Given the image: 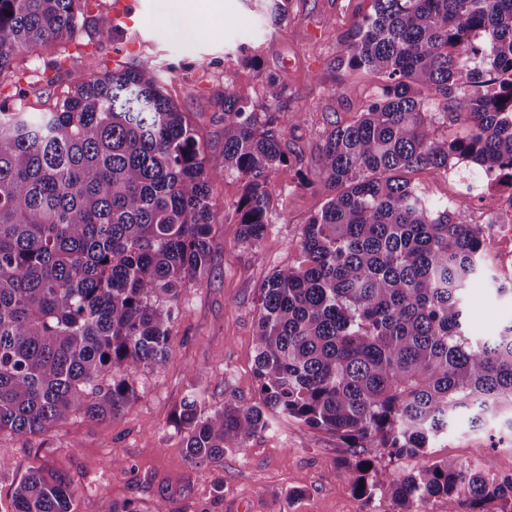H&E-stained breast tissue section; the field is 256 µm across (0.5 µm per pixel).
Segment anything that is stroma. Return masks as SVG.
Masks as SVG:
<instances>
[{
	"label": "stroma",
	"mask_w": 512,
	"mask_h": 512,
	"mask_svg": "<svg viewBox=\"0 0 512 512\" xmlns=\"http://www.w3.org/2000/svg\"><path fill=\"white\" fill-rule=\"evenodd\" d=\"M145 13L140 53L115 59L126 39L121 29L100 37L96 20L109 14L112 0H90L84 22L67 45L57 43L21 52L14 66L21 76L19 95L1 108L8 112H50L85 74L88 56L102 68L131 67L150 58L163 78L165 93L190 120L200 147L213 165L223 162L224 82L259 98L266 76L286 88L285 105L305 114L299 131L287 139L304 157V179L277 170L269 175L272 226L258 250L223 225L211 241L212 268L188 282L180 293L184 310L171 330V354L159 369L133 374L136 396L114 420L91 422L72 414L40 436L0 433V512L10 504L15 483L30 468L65 474L75 488L77 512H99L103 501L117 512H396L387 497L364 500L350 488L345 442L336 433L304 423L271 420L244 448H228L224 459L205 465L184 457V434L173 416L189 384H197L206 409L230 399L256 400L254 372L259 289L278 267L300 259L301 233L325 200L320 145L332 123L351 120L366 102L373 78H342L334 59L339 38L365 13L371 0H290L288 19L271 26L260 0H219L220 15L192 9V31H177L158 0H139ZM258 55L261 66L242 61ZM470 179L468 168L429 171L413 181L430 199H454ZM472 332L495 334L512 320V298L497 297L483 281L473 282L466 301ZM501 429L470 428L460 421L434 441L424 456L389 460L391 475L416 470L423 460L453 458L472 467L490 466L493 475L512 476V446L501 443ZM121 464H113V455Z\"/></svg>",
	"instance_id": "1"
}]
</instances>
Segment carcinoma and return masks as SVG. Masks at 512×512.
I'll use <instances>...</instances> for the list:
<instances>
[{
    "label": "carcinoma",
    "instance_id": "cac0c4a2",
    "mask_svg": "<svg viewBox=\"0 0 512 512\" xmlns=\"http://www.w3.org/2000/svg\"><path fill=\"white\" fill-rule=\"evenodd\" d=\"M78 0H0V89L20 92L13 61L77 30ZM289 0H266L275 26ZM379 81L364 108L320 146L328 191L304 225L302 260L260 288L253 402L200 408L190 387L175 414L193 465L243 447L272 416L344 440L351 489L399 512H512V476L453 458L391 477L385 458L417 455L465 418L512 434V322L470 334L465 296L492 273L469 190L436 204L410 174L461 162L512 179V0H373L335 58ZM273 76L261 99L224 83V163L208 164L154 65L106 71L96 59L52 112L0 110V432L39 436L70 413L117 417L129 375L167 361L179 294L211 268L219 226L210 183L233 173L242 195L225 223L254 253L271 227L267 173L301 178L285 142L305 113ZM462 136L440 139L438 123ZM67 478L41 467L14 485L11 512H75Z\"/></svg>",
    "mask_w": 512,
    "mask_h": 512
}]
</instances>
